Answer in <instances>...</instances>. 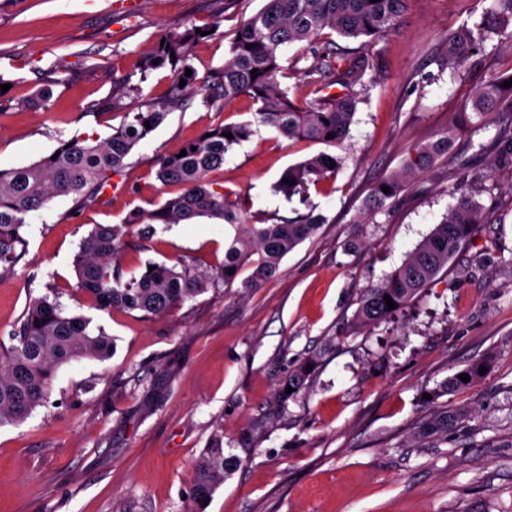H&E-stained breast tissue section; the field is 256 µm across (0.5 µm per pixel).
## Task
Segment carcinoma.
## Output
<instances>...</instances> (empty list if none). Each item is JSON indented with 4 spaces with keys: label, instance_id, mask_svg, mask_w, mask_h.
Segmentation results:
<instances>
[{
    "label": "carcinoma",
    "instance_id": "carcinoma-1",
    "mask_svg": "<svg viewBox=\"0 0 512 512\" xmlns=\"http://www.w3.org/2000/svg\"><path fill=\"white\" fill-rule=\"evenodd\" d=\"M408 0H264V6L244 21L233 37L224 68L213 73L204 84V103L210 107L238 94L248 95L256 105L255 122L276 129L284 138L305 140L329 147L340 146L348 136L354 116L355 100L347 94L321 98L304 105L296 104L282 87L283 49L287 44L315 43L337 34L359 39L370 45L399 24ZM486 20L477 30L463 25L448 33L446 50L439 66L451 77L473 65L472 58L484 51L486 41L497 37L512 41V0H492ZM218 29L214 23L164 32L160 41L141 56L133 69L114 78L112 97L92 105V110L117 109L123 98L139 91L132 83L147 80L148 75L170 66L171 83L163 101L146 111L127 112L122 122L102 140L72 137L60 142V154H48L39 161L10 171L0 170V276L11 273L26 255L24 237L26 219L59 196H72L82 206L96 201L112 174L120 172L133 149L146 140L164 121L167 110L198 90L197 74L186 76L193 46L204 40L201 33ZM358 64L327 53L305 70L312 81L326 85L352 86L358 78ZM186 85L179 86L180 80ZM506 78L490 73L474 95L462 107L460 116L478 134L496 127L494 140L503 144V152L512 156V136L504 123H512V86L503 87ZM151 128H146L145 124ZM233 138L228 139L225 134ZM251 134V123L220 124L206 130L184 146L186 155L159 158L157 179L164 186L176 185L180 193L168 197L156 209L130 211L123 223L96 225L85 236L74 258L78 287L101 308L121 309L145 318L167 313L221 282L234 279L244 266L252 273L244 287L254 288L274 277L282 259L302 243L322 223L311 212L297 220L272 224L246 223V210L239 198L224 188L214 187L207 174L224 164V155ZM459 125L449 121L434 140L413 145L401 171L385 178L373 189L367 212L378 211L389 199L405 190L408 183L452 153ZM337 158L321 152L288 166L273 189L287 200L305 197L310 186L334 173L330 166ZM294 184H288V181ZM387 186L386 194L381 187ZM215 218L234 228L230 245L224 249V263L216 274L202 273L190 264L177 268L155 264L137 278L123 279L119 264L124 238L136 234L150 239L157 224H182L193 218ZM480 204L473 195L462 193L430 234L410 252L385 281L365 290L356 312L365 326L387 320L425 288L446 266L461 246L482 223ZM390 296L397 309L388 310L384 296ZM15 343H0V426L24 422L52 391L57 369L82 358L106 360L113 351L112 339L101 327L83 316L63 310L57 301L37 298L28 304ZM494 358L486 355L446 378L429 391L430 403L456 388L467 386L459 375L467 374L474 383ZM465 419L459 410L439 406L418 422L415 438L424 441L448 438V431ZM240 461L224 455L223 436L215 434L195 463L192 493L194 512L224 484V476Z\"/></svg>",
    "mask_w": 512,
    "mask_h": 512
}]
</instances>
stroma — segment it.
Segmentation results:
<instances>
[{
	"instance_id": "obj_1",
	"label": "stroma",
	"mask_w": 512,
	"mask_h": 512,
	"mask_svg": "<svg viewBox=\"0 0 512 512\" xmlns=\"http://www.w3.org/2000/svg\"><path fill=\"white\" fill-rule=\"evenodd\" d=\"M490 0H410L396 30L366 47L338 36L283 51V86L306 103L320 90L302 73L326 51L362 61L350 133L336 149V173L289 202L272 185L320 145L291 141L253 121L245 95L221 108L201 95L170 109L130 154L100 199L76 206L57 197L25 226L28 252L0 277V340L29 302L49 296L91 319L114 342L105 362L80 359L56 372L49 402L18 425L0 427V512H189L193 464L213 434L241 464L204 512H512V165L478 135L461 131L457 151L471 169L437 161L383 210L364 203L399 171L409 147L432 139L457 116L490 72L512 74V43L487 41L478 66L456 80L438 69L450 30L475 26ZM262 0H0V74L12 85L0 102V170L34 163L75 135L106 138L124 113L160 101L170 70H159L120 108L93 117L167 30L218 23L190 59L200 80L222 69L235 30ZM68 83L54 84L57 65ZM51 84L47 106L31 105ZM251 122L208 179L243 202L253 223L315 212L317 231L255 288L222 283L152 318L103 309L76 288L73 258L97 224H119L178 194L156 178L160 156L219 124ZM474 192L482 224L439 275L389 320L356 321L365 289L382 283L432 231L457 188ZM231 227L201 218L160 224L149 240L131 236L125 277L146 262L215 272ZM495 354L477 383L440 397L464 410L447 439L415 441L432 406L424 393L471 361ZM317 356L298 394L281 391Z\"/></svg>"
}]
</instances>
